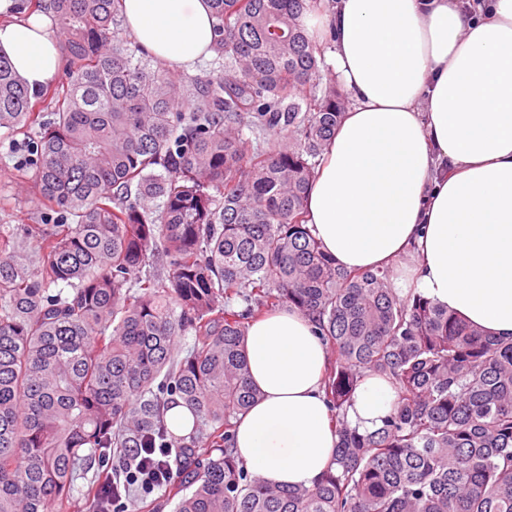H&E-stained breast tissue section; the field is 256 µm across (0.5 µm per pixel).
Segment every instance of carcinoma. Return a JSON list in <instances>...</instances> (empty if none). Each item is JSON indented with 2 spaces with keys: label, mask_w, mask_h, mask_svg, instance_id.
Listing matches in <instances>:
<instances>
[{
  "label": "carcinoma",
  "mask_w": 512,
  "mask_h": 512,
  "mask_svg": "<svg viewBox=\"0 0 512 512\" xmlns=\"http://www.w3.org/2000/svg\"><path fill=\"white\" fill-rule=\"evenodd\" d=\"M210 2L224 64L175 78L118 37L122 0H15L52 16L65 80L32 90L0 56V129L24 135L57 214L34 268L0 229V512H123L128 466L154 448L175 450L155 512H512V339L398 298L387 269L339 267L308 228L345 109L301 22L317 0ZM245 128L293 141L249 152ZM150 260L167 276L142 274ZM284 305L329 350L338 443L312 487L270 485L234 448L260 398L247 325ZM370 376L397 398L361 433L344 415ZM169 427L178 435L188 434L193 425V416L184 406H172L167 413Z\"/></svg>",
  "instance_id": "carcinoma-1"
}]
</instances>
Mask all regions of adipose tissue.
I'll return each instance as SVG.
<instances>
[{"label":"adipose tissue","mask_w":512,"mask_h":512,"mask_svg":"<svg viewBox=\"0 0 512 512\" xmlns=\"http://www.w3.org/2000/svg\"><path fill=\"white\" fill-rule=\"evenodd\" d=\"M123 15L167 66L213 52L208 0H124ZM325 18L353 103L308 192L313 236L341 267L390 269L398 297L512 335V0H488L480 19L456 0H330ZM0 55L31 88L60 71L42 19L0 24ZM246 356L260 398L236 422L239 455L270 483L313 486L338 442L324 342L287 306L250 323ZM395 400L367 379L345 418L375 430Z\"/></svg>","instance_id":"1"}]
</instances>
